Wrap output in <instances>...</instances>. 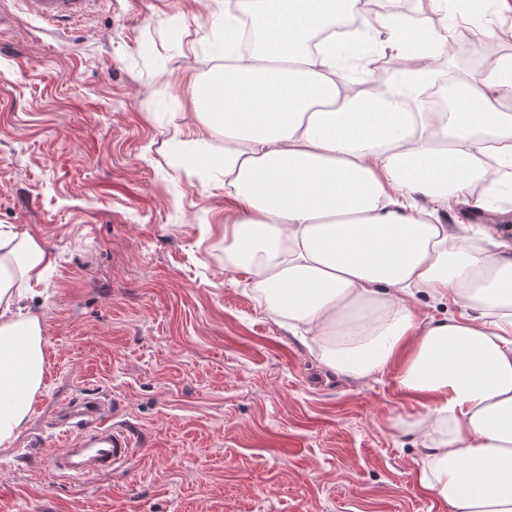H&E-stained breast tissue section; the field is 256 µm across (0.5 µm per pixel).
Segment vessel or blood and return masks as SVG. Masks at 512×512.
Returning a JSON list of instances; mask_svg holds the SVG:
<instances>
[{
  "label": "vessel or blood",
  "instance_id": "1",
  "mask_svg": "<svg viewBox=\"0 0 512 512\" xmlns=\"http://www.w3.org/2000/svg\"><path fill=\"white\" fill-rule=\"evenodd\" d=\"M26 14L50 26L86 15L96 0H16ZM109 399L81 397L64 403L57 422L66 439L63 450L52 453L51 468L63 477L76 479L108 473L127 465L135 456V443L126 425L113 419Z\"/></svg>",
  "mask_w": 512,
  "mask_h": 512
}]
</instances>
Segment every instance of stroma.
Listing matches in <instances>:
<instances>
[{"instance_id": "1", "label": "stroma", "mask_w": 512, "mask_h": 512, "mask_svg": "<svg viewBox=\"0 0 512 512\" xmlns=\"http://www.w3.org/2000/svg\"><path fill=\"white\" fill-rule=\"evenodd\" d=\"M212 0H99L54 32L0 0V225L58 257L29 301L44 386L0 447V512H443L418 488L395 371L323 368L224 267L223 192L162 149L195 122L188 73L224 65ZM437 74L484 73L512 40L475 36ZM113 399L138 448L64 479L59 406Z\"/></svg>"}]
</instances>
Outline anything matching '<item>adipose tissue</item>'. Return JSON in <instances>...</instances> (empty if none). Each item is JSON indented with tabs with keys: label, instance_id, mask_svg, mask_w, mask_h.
I'll return each mask as SVG.
<instances>
[{
	"label": "adipose tissue",
	"instance_id": "obj_1",
	"mask_svg": "<svg viewBox=\"0 0 512 512\" xmlns=\"http://www.w3.org/2000/svg\"><path fill=\"white\" fill-rule=\"evenodd\" d=\"M421 51L397 11L365 20L410 76L461 46L440 19ZM360 0H243L256 43L189 76L196 123L174 125L181 167L233 203L224 266L249 274L268 310L308 336L331 372L359 380L397 368L417 414L415 478L451 512H512V239L446 224L485 210L488 157L512 168V55L463 84L454 111H403L378 88L353 91L319 33ZM54 259L0 225V446L33 415L45 373L43 327L27 302ZM454 313L423 319L421 300Z\"/></svg>",
	"mask_w": 512,
	"mask_h": 512
}]
</instances>
